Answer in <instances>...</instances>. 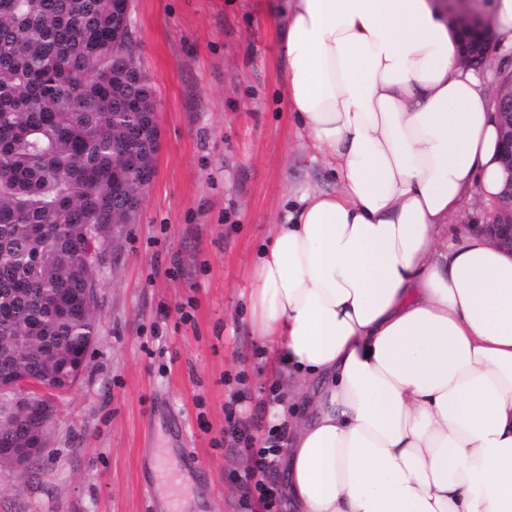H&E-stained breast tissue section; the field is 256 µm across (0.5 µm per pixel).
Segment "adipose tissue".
<instances>
[{"label": "adipose tissue", "instance_id": "obj_1", "mask_svg": "<svg viewBox=\"0 0 512 512\" xmlns=\"http://www.w3.org/2000/svg\"><path fill=\"white\" fill-rule=\"evenodd\" d=\"M288 108L335 169L253 266L292 512H512V256L448 235L495 201V103L445 0H285Z\"/></svg>", "mask_w": 512, "mask_h": 512}]
</instances>
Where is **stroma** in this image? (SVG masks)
<instances>
[{
	"instance_id": "stroma-1",
	"label": "stroma",
	"mask_w": 512,
	"mask_h": 512,
	"mask_svg": "<svg viewBox=\"0 0 512 512\" xmlns=\"http://www.w3.org/2000/svg\"><path fill=\"white\" fill-rule=\"evenodd\" d=\"M277 2L132 0L156 176L103 261L99 331L47 448L26 473L0 466V512H147L167 470L197 512H246L224 408L251 424L288 386L252 334L251 270L306 190L339 185L288 110Z\"/></svg>"
}]
</instances>
